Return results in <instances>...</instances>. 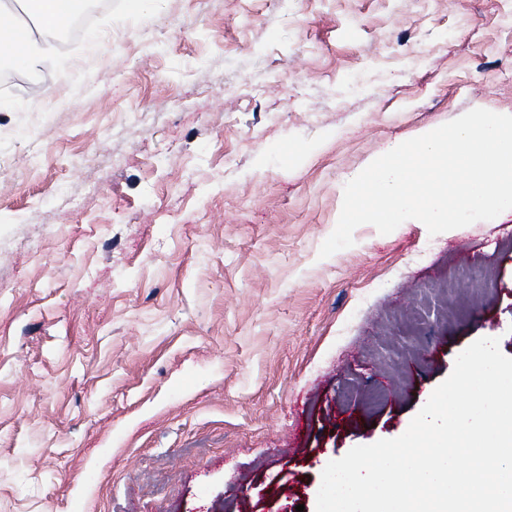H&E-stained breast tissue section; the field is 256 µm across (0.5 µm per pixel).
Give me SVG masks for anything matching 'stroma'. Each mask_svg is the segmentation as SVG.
<instances>
[{
  "label": "stroma",
  "instance_id": "1",
  "mask_svg": "<svg viewBox=\"0 0 512 512\" xmlns=\"http://www.w3.org/2000/svg\"><path fill=\"white\" fill-rule=\"evenodd\" d=\"M0 91V512H296L475 340L512 212L319 249L388 144L512 115V0H112Z\"/></svg>",
  "mask_w": 512,
  "mask_h": 512
}]
</instances>
